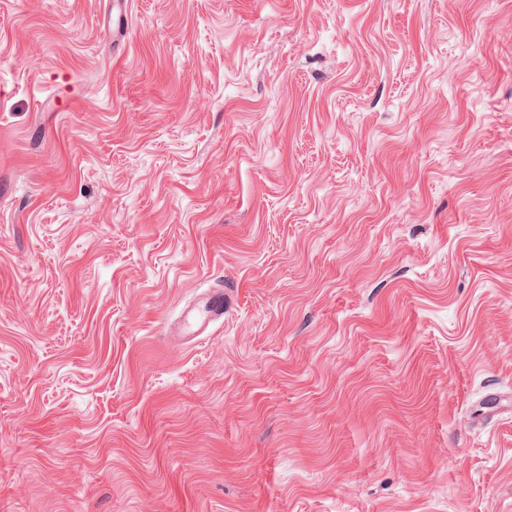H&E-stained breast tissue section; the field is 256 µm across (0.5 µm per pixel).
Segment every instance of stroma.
I'll return each instance as SVG.
<instances>
[{"mask_svg": "<svg viewBox=\"0 0 512 512\" xmlns=\"http://www.w3.org/2000/svg\"><path fill=\"white\" fill-rule=\"evenodd\" d=\"M0 512H512V0H0Z\"/></svg>", "mask_w": 512, "mask_h": 512, "instance_id": "35a3bbf8", "label": "stroma"}]
</instances>
